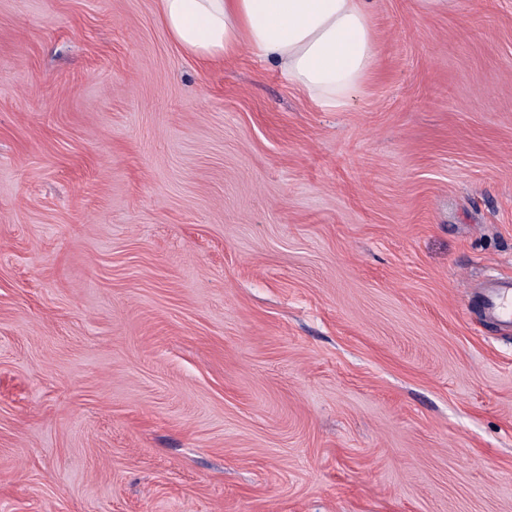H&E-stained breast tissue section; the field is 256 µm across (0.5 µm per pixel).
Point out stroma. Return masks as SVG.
<instances>
[{
    "instance_id": "35a3bbf8",
    "label": "stroma",
    "mask_w": 512,
    "mask_h": 512,
    "mask_svg": "<svg viewBox=\"0 0 512 512\" xmlns=\"http://www.w3.org/2000/svg\"><path fill=\"white\" fill-rule=\"evenodd\" d=\"M371 16L330 112L0 0V512H512V0ZM483 296L486 314L504 324L512 326V280L495 279Z\"/></svg>"
}]
</instances>
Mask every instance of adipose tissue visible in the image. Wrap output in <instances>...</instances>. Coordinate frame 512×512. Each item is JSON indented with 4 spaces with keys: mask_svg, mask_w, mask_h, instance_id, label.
I'll use <instances>...</instances> for the list:
<instances>
[{
    "mask_svg": "<svg viewBox=\"0 0 512 512\" xmlns=\"http://www.w3.org/2000/svg\"><path fill=\"white\" fill-rule=\"evenodd\" d=\"M161 20L193 58L225 59L248 48L311 101L340 111L375 62L366 0H159Z\"/></svg>",
    "mask_w": 512,
    "mask_h": 512,
    "instance_id": "obj_1",
    "label": "adipose tissue"
}]
</instances>
